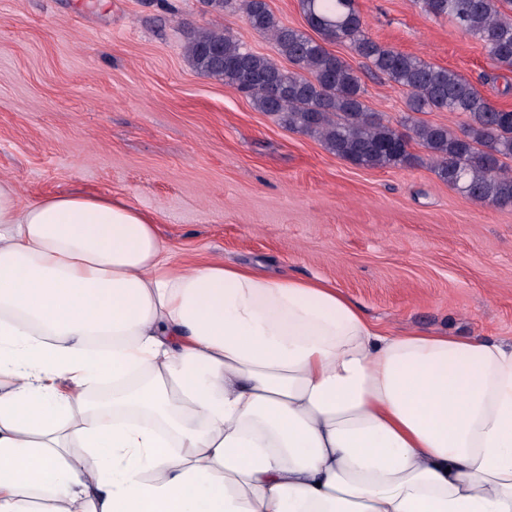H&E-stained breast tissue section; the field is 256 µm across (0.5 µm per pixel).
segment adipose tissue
<instances>
[{"mask_svg": "<svg viewBox=\"0 0 512 512\" xmlns=\"http://www.w3.org/2000/svg\"><path fill=\"white\" fill-rule=\"evenodd\" d=\"M157 225L0 178V512H512V343L394 334Z\"/></svg>", "mask_w": 512, "mask_h": 512, "instance_id": "1", "label": "adipose tissue"}]
</instances>
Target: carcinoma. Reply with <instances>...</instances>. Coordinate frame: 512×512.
Returning <instances> with one entry per match:
<instances>
[{
  "instance_id": "carcinoma-1",
  "label": "carcinoma",
  "mask_w": 512,
  "mask_h": 512,
  "mask_svg": "<svg viewBox=\"0 0 512 512\" xmlns=\"http://www.w3.org/2000/svg\"><path fill=\"white\" fill-rule=\"evenodd\" d=\"M512 0H423L434 16H446L482 42L491 59L512 69V18L501 5ZM318 38L290 27L267 0H204L213 12H240L268 35L287 70L253 52L227 30L198 28L188 36L186 56L202 75L234 87L261 112L290 130L317 138L331 154L363 168L410 164L411 143L425 148L439 177L466 199L512 206V110L491 103L455 71L395 51L366 34L357 0H299ZM347 43L375 71L406 90L409 114L404 136L363 101L356 70L326 45ZM452 112L463 126L417 121L414 113Z\"/></svg>"
}]
</instances>
